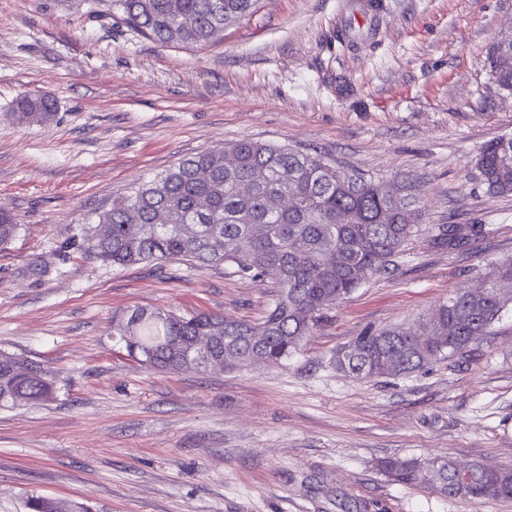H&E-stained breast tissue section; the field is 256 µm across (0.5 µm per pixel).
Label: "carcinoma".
I'll return each instance as SVG.
<instances>
[{"mask_svg": "<svg viewBox=\"0 0 512 512\" xmlns=\"http://www.w3.org/2000/svg\"><path fill=\"white\" fill-rule=\"evenodd\" d=\"M102 16H118L142 36L161 44L203 48L219 41L224 25L248 14L256 0H97ZM48 94H27L16 104L21 125L44 124L55 117ZM236 158L224 165V155ZM476 166L488 191L512 194V138H496L481 149ZM165 223H156L158 214ZM354 214L352 222L344 216ZM422 213L416 200L391 191L384 180L358 170H336L318 153L242 138L183 158L142 184L100 215L112 225V239H87V250L115 265L180 261L228 264L259 278L278 272V291L258 324L222 315H181L137 309L114 325L129 356L154 370L202 368L192 349L198 336H213L212 355L231 358L230 368L274 366L296 352L323 310L350 295L368 273L388 268L418 232ZM193 224L192 238L182 225ZM18 225L0 214V251ZM484 233V225L450 224L435 241L458 246ZM512 281V256L486 273L489 291L454 293L430 319L416 327L367 332L336 352V368L358 378L412 373L464 354L512 307V292L495 291ZM428 337L422 343L417 334ZM28 359L0 351V408L39 405L54 398V376L31 372L10 375ZM379 470L401 485L430 487L448 498L475 503L512 500V468L471 464L465 486L457 485L450 458H385ZM26 512H62L61 502L28 495Z\"/></svg>", "mask_w": 512, "mask_h": 512, "instance_id": "1", "label": "carcinoma"}]
</instances>
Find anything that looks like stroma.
<instances>
[{"label": "stroma", "mask_w": 512, "mask_h": 512, "mask_svg": "<svg viewBox=\"0 0 512 512\" xmlns=\"http://www.w3.org/2000/svg\"><path fill=\"white\" fill-rule=\"evenodd\" d=\"M258 0L199 49L160 44L94 0H0V349L51 369L54 400L0 409V512L34 493L94 512H512L389 482L387 457L512 468V308L450 360L395 378L336 369L368 329L413 326L512 256V195L487 192V141L512 137V92L487 57L512 0ZM52 94L47 125L13 105ZM250 138L318 152L416 199L421 231L386 272L324 310L278 367L163 373L113 325L133 309L261 322L273 276L185 262L115 266L85 249L99 213L180 159ZM483 236L438 247L441 226Z\"/></svg>", "instance_id": "obj_1"}]
</instances>
